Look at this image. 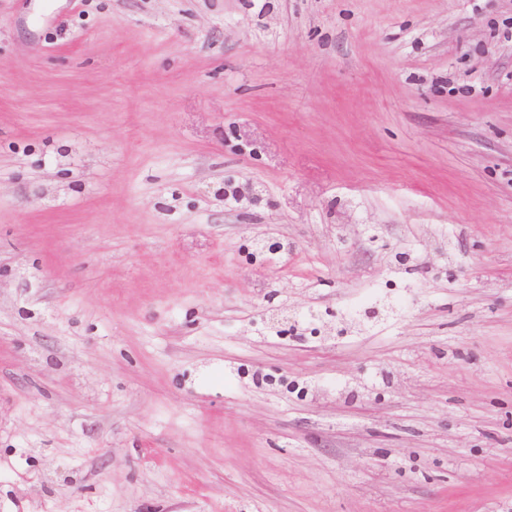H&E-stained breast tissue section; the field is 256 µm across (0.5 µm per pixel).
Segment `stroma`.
<instances>
[{"mask_svg":"<svg viewBox=\"0 0 512 512\" xmlns=\"http://www.w3.org/2000/svg\"><path fill=\"white\" fill-rule=\"evenodd\" d=\"M0 512H512V0H0Z\"/></svg>","mask_w":512,"mask_h":512,"instance_id":"obj_1","label":"stroma"}]
</instances>
